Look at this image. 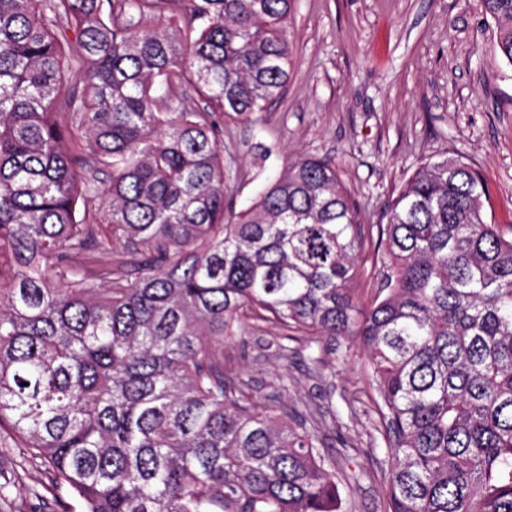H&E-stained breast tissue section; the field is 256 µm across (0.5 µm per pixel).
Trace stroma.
<instances>
[{"instance_id":"stroma-1","label":"stroma","mask_w":512,"mask_h":512,"mask_svg":"<svg viewBox=\"0 0 512 512\" xmlns=\"http://www.w3.org/2000/svg\"><path fill=\"white\" fill-rule=\"evenodd\" d=\"M483 0H293L289 80L275 111L224 123V174L236 207L251 204L299 156L334 163L367 227L383 223L393 193L425 161L461 158L489 188V223L512 234V67ZM281 330L249 324L224 345L236 381L260 402L307 413L344 484V512H381L386 445L376 385L361 342L307 348L287 362L269 344ZM0 468L17 469L33 496L51 500L44 467L12 444Z\"/></svg>"}]
</instances>
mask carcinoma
Masks as SVG:
<instances>
[{
  "mask_svg": "<svg viewBox=\"0 0 512 512\" xmlns=\"http://www.w3.org/2000/svg\"><path fill=\"white\" fill-rule=\"evenodd\" d=\"M484 6L512 67V0ZM291 7L0 0V430L46 468L52 512H340L306 417L224 375L250 316L365 346L382 512H512V237L479 172L443 156L391 198L369 306L332 162L226 204L219 121L284 94ZM118 245L128 261L76 263ZM23 491L0 469V505Z\"/></svg>",
  "mask_w": 512,
  "mask_h": 512,
  "instance_id": "cac0c4a2",
  "label": "carcinoma"
}]
</instances>
